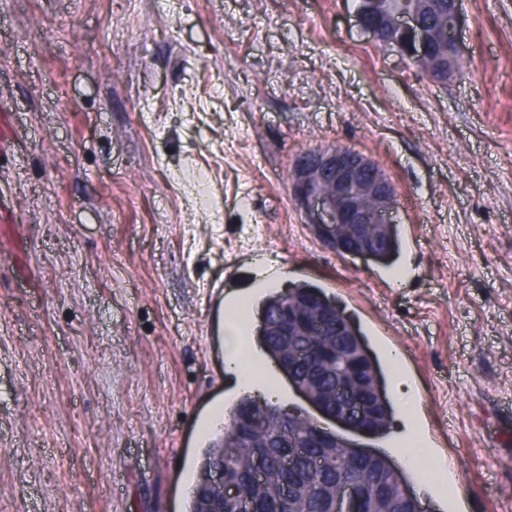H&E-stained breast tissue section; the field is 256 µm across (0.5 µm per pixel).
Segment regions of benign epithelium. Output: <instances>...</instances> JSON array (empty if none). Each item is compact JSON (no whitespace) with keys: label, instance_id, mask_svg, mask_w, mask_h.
Returning a JSON list of instances; mask_svg holds the SVG:
<instances>
[{"label":"benign epithelium","instance_id":"benign-epithelium-1","mask_svg":"<svg viewBox=\"0 0 512 512\" xmlns=\"http://www.w3.org/2000/svg\"><path fill=\"white\" fill-rule=\"evenodd\" d=\"M362 29L377 43L388 46L402 58L425 64L423 74L435 84H445L457 66L461 51L455 38L459 24V0H448V7L439 10L435 0H402L398 8L382 0H367L357 10ZM292 192L297 205L309 217L320 237L334 244H344L342 252L377 258V250L392 245L394 233L392 214L396 206L393 184L379 167L365 155L343 147L304 155L292 176ZM294 317L284 324L278 320L261 321L262 338L281 336L283 340L272 361L301 397L324 418L357 433L372 430L366 406L348 398L326 401L327 386L322 377L297 376L291 370L288 337L308 336L316 325L334 328V335H343L341 321L346 316L335 306L318 309L311 300L293 299ZM267 430L266 418L252 412L248 417L244 439L247 447H259L253 435ZM312 441L319 448L320 458L336 459L342 440L327 429L313 428ZM349 455L336 469V479L322 490L325 512H368L367 498L359 485L346 476L357 467L387 465L381 454L356 444H348ZM252 486H268L284 499L293 495L295 487L281 484L272 487L265 465L258 459L249 464ZM206 512H224V500L238 504L239 512H253L250 494L242 486L224 476V463L211 472Z\"/></svg>","mask_w":512,"mask_h":512}]
</instances>
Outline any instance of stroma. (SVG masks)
Returning <instances> with one entry per match:
<instances>
[{
	"instance_id": "stroma-1",
	"label": "stroma",
	"mask_w": 512,
	"mask_h": 512,
	"mask_svg": "<svg viewBox=\"0 0 512 512\" xmlns=\"http://www.w3.org/2000/svg\"><path fill=\"white\" fill-rule=\"evenodd\" d=\"M357 0H0V512H187L224 374L218 295L322 288L392 393L404 348L428 504L512 512V0H461L439 87ZM336 146L393 183L390 264L307 224L299 158ZM417 227L409 238L406 225ZM279 263L276 259L272 258L268 254H258L254 257L253 267L256 275L260 278L268 280L283 279L287 275V271L279 268Z\"/></svg>"
}]
</instances>
